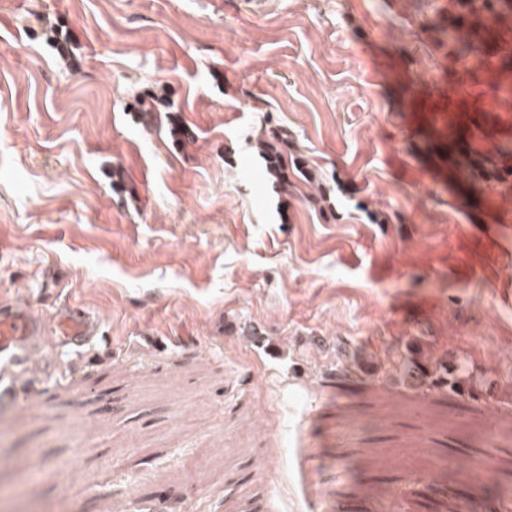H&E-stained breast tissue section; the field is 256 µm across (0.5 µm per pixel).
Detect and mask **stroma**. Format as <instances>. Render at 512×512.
<instances>
[{
	"label": "stroma",
	"instance_id": "1",
	"mask_svg": "<svg viewBox=\"0 0 512 512\" xmlns=\"http://www.w3.org/2000/svg\"><path fill=\"white\" fill-rule=\"evenodd\" d=\"M454 11L0 0V303L79 305L112 339L33 348L28 407L0 415V512L512 501V178L490 175L512 170V103L449 69ZM161 83L174 111L138 122ZM462 85L475 153L454 113L411 110ZM281 125L319 170L285 223L249 146ZM428 348L473 394L403 379Z\"/></svg>",
	"mask_w": 512,
	"mask_h": 512
}]
</instances>
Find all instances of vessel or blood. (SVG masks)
<instances>
[{"label":"vessel or blood","instance_id":"obj_1","mask_svg":"<svg viewBox=\"0 0 512 512\" xmlns=\"http://www.w3.org/2000/svg\"><path fill=\"white\" fill-rule=\"evenodd\" d=\"M55 340L69 353H81L102 343L103 324L86 309L66 304L54 314ZM45 321L24 302L0 309V412L20 408L22 390L13 378L4 375L7 367L19 368L29 362L32 347L46 334Z\"/></svg>","mask_w":512,"mask_h":512}]
</instances>
